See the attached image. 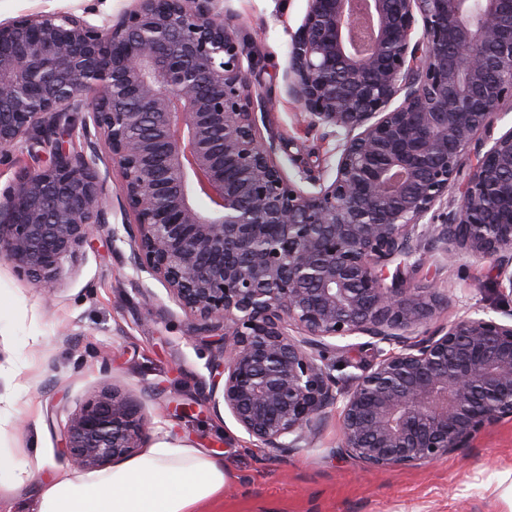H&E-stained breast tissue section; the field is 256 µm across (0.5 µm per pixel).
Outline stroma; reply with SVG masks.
I'll return each mask as SVG.
<instances>
[{
    "instance_id": "1",
    "label": "stroma",
    "mask_w": 512,
    "mask_h": 512,
    "mask_svg": "<svg viewBox=\"0 0 512 512\" xmlns=\"http://www.w3.org/2000/svg\"><path fill=\"white\" fill-rule=\"evenodd\" d=\"M137 0H0V23L40 11H70L93 24L135 8ZM232 18L265 58L257 92L274 97L265 125L276 136V156L288 174L325 170L335 140L313 126L286 92L290 34L301 25L307 0H223ZM71 151L98 153V181L112 226L123 222L119 173L103 132H75ZM490 264L467 259L443 265L418 256L414 278L448 291L436 324L465 312L493 310ZM52 301L10 263L0 261V452L18 465L42 458L51 471L69 472L63 454L66 425L89 400L118 391L150 417L145 439H166L223 459L233 477L218 512H512V422L485 432L415 469L366 472L333 454L340 415L328 414L315 447L288 453L266 448L227 410H215L212 387L220 342L195 332L197 321L165 286L137 277L123 264L110 230L95 233L65 263Z\"/></svg>"
}]
</instances>
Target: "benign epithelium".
Instances as JSON below:
<instances>
[{"label": "benign epithelium", "instance_id": "1", "mask_svg": "<svg viewBox=\"0 0 512 512\" xmlns=\"http://www.w3.org/2000/svg\"><path fill=\"white\" fill-rule=\"evenodd\" d=\"M218 2L138 0L100 25L69 11L0 24V157L25 143L41 162L0 191V258L50 297L109 224L98 154L61 141L92 90L82 129L104 132L121 175L124 235L112 241L221 333L224 408L250 437L309 448L337 407L336 453L371 472L420 467L512 422V306L431 330L448 292L413 277L425 250L488 261L512 303V129L465 158L512 106V0H308L288 95L337 143L330 174L297 179L260 128L271 102L251 74L264 61ZM354 335L390 350L344 388L336 341ZM146 429L133 400L103 394L71 418L64 453L99 469Z\"/></svg>", "mask_w": 512, "mask_h": 512}]
</instances>
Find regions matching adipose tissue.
<instances>
[{"mask_svg":"<svg viewBox=\"0 0 512 512\" xmlns=\"http://www.w3.org/2000/svg\"><path fill=\"white\" fill-rule=\"evenodd\" d=\"M230 478L222 459L160 440L110 468L39 485L37 512H198Z\"/></svg>","mask_w":512,"mask_h":512,"instance_id":"obj_1","label":"adipose tissue"}]
</instances>
